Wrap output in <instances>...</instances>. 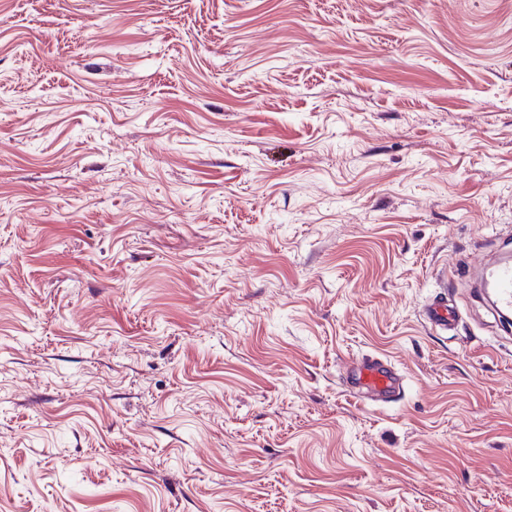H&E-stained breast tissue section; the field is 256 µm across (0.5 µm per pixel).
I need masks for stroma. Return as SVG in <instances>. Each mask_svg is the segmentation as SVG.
I'll return each instance as SVG.
<instances>
[{"mask_svg":"<svg viewBox=\"0 0 512 512\" xmlns=\"http://www.w3.org/2000/svg\"><path fill=\"white\" fill-rule=\"evenodd\" d=\"M490 242L512 0H0V512H512ZM424 321L439 328L448 334L457 319V312L453 306L448 304V300H433L426 304L422 310ZM347 378L352 389L378 403L390 402L404 387V376L389 361L378 357L368 356L350 361Z\"/></svg>","mask_w":512,"mask_h":512,"instance_id":"stroma-1","label":"stroma"}]
</instances>
